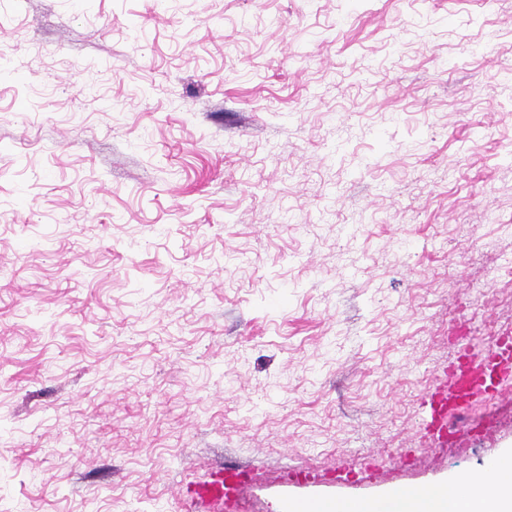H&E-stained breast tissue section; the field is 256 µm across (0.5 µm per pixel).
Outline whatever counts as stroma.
Listing matches in <instances>:
<instances>
[{
    "label": "stroma",
    "mask_w": 512,
    "mask_h": 512,
    "mask_svg": "<svg viewBox=\"0 0 512 512\" xmlns=\"http://www.w3.org/2000/svg\"><path fill=\"white\" fill-rule=\"evenodd\" d=\"M0 48V512H191L227 460L281 512L512 445V387L446 447L421 405L512 331V0H0Z\"/></svg>",
    "instance_id": "1"
}]
</instances>
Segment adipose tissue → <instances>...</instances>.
<instances>
[{
    "mask_svg": "<svg viewBox=\"0 0 512 512\" xmlns=\"http://www.w3.org/2000/svg\"><path fill=\"white\" fill-rule=\"evenodd\" d=\"M493 478L477 472L448 476L426 492L396 495L394 489L370 499L292 502L288 512H512V448L498 455Z\"/></svg>",
    "mask_w": 512,
    "mask_h": 512,
    "instance_id": "ef3b65f1",
    "label": "adipose tissue"
}]
</instances>
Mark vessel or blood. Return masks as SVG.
Segmentation results:
<instances>
[{
	"instance_id": "vessel-or-blood-1",
	"label": "vessel or blood",
	"mask_w": 512,
	"mask_h": 512,
	"mask_svg": "<svg viewBox=\"0 0 512 512\" xmlns=\"http://www.w3.org/2000/svg\"><path fill=\"white\" fill-rule=\"evenodd\" d=\"M511 381L512 334L502 332L489 337L486 347L478 354L472 353L469 347H459L445 374L444 386L423 395L427 434L440 442L451 438V420L465 414L473 397H502ZM250 481L249 471L225 466L198 483L192 503L197 512H223L225 505L247 495Z\"/></svg>"
}]
</instances>
